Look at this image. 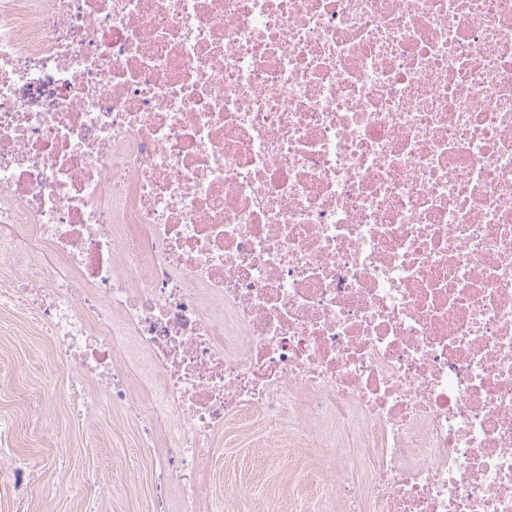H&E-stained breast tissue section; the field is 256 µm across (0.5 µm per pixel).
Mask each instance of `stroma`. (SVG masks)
<instances>
[{
	"instance_id": "1",
	"label": "stroma",
	"mask_w": 512,
	"mask_h": 512,
	"mask_svg": "<svg viewBox=\"0 0 512 512\" xmlns=\"http://www.w3.org/2000/svg\"><path fill=\"white\" fill-rule=\"evenodd\" d=\"M71 370L24 307L0 311V420L13 423L12 447L0 457L17 463L42 459L27 494L0 490V512H83L94 499L98 512H180L182 490L158 491L156 450L162 429L143 435L119 412L99 409L75 416L70 403ZM260 424L212 443L202 489V512L221 502V512H267L266 499L241 494L258 484L287 502L295 473L279 465L280 450L266 445ZM53 493L44 502L43 488Z\"/></svg>"
}]
</instances>
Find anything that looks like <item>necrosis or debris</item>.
Returning a JSON list of instances; mask_svg holds the SVG:
<instances>
[{
  "label": "necrosis or debris",
  "mask_w": 512,
  "mask_h": 512,
  "mask_svg": "<svg viewBox=\"0 0 512 512\" xmlns=\"http://www.w3.org/2000/svg\"><path fill=\"white\" fill-rule=\"evenodd\" d=\"M4 257L183 512L254 414L300 512H512V0H0Z\"/></svg>",
  "instance_id": "necrosis-or-debris-1"
}]
</instances>
